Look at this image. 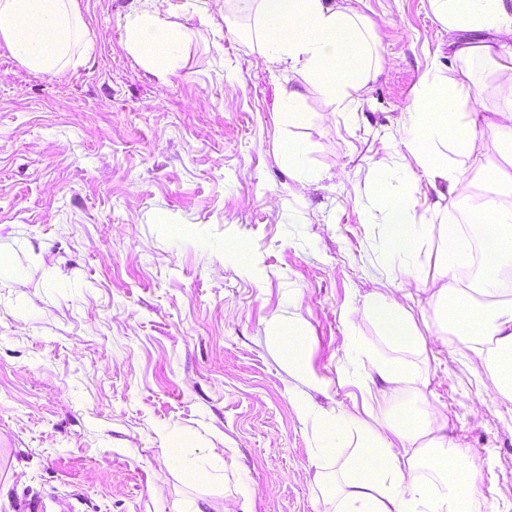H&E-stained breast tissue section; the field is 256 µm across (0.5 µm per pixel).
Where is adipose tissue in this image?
<instances>
[{"instance_id":"1","label":"adipose tissue","mask_w":512,"mask_h":512,"mask_svg":"<svg viewBox=\"0 0 512 512\" xmlns=\"http://www.w3.org/2000/svg\"><path fill=\"white\" fill-rule=\"evenodd\" d=\"M360 0H223L232 14L252 17L258 32L257 62L265 68L323 80L337 111L351 109L354 93L377 78L374 47L358 9ZM435 18L452 34L448 46L459 62L455 75L429 67L421 76L416 104L406 112L391 159H370L383 174L369 219L384 226L391 289L353 295L343 315L348 328L372 322L383 351L359 346L346 354L363 394L362 412L315 411L295 402L297 415L312 420L311 455L316 484L333 482V512H478V466L468 449L444 433L442 408L428 400L426 341L419 336L406 301L424 292L455 352L488 373L497 394L512 401V172L500 169L485 181L466 224H423L414 216L408 191L395 185L390 167L421 169L429 188L456 191L470 170L474 142L491 136L512 154V0H429ZM79 12L76 0H0V41L27 68L60 70L70 53ZM492 70L498 103L469 113L449 128L461 103L480 101L477 74ZM278 156L297 182L344 181L345 171L310 165L305 145L285 136ZM441 244L442 270L423 281L414 257L427 236ZM477 248L478 274L462 279L469 259L453 262L455 248ZM269 340L289 375L306 370L309 339L299 325L277 320ZM347 449L335 472L337 448Z\"/></svg>"}]
</instances>
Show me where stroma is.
<instances>
[{
  "mask_svg": "<svg viewBox=\"0 0 512 512\" xmlns=\"http://www.w3.org/2000/svg\"><path fill=\"white\" fill-rule=\"evenodd\" d=\"M138 7L77 0L90 47L54 74L0 42V255L14 269L0 274V512L31 499L60 512L74 494L79 512H323L334 489L316 486L312 428L288 397L362 401L346 352L377 330L343 313L351 293L388 286L382 228L363 213L380 177L367 159L389 154L424 70L455 67L448 32L428 0H364L381 73L357 112L327 122L319 83L256 65L253 21L166 0L179 42L149 64L128 44ZM285 135L347 179L300 187L276 153ZM473 156L458 220L502 163L488 137ZM232 239L251 246L249 266ZM410 311L423 392L480 464L482 512H512V401L425 301ZM288 316L309 338L303 379L268 341Z\"/></svg>",
  "mask_w": 512,
  "mask_h": 512,
  "instance_id": "35a3bbf8",
  "label": "stroma"
}]
</instances>
